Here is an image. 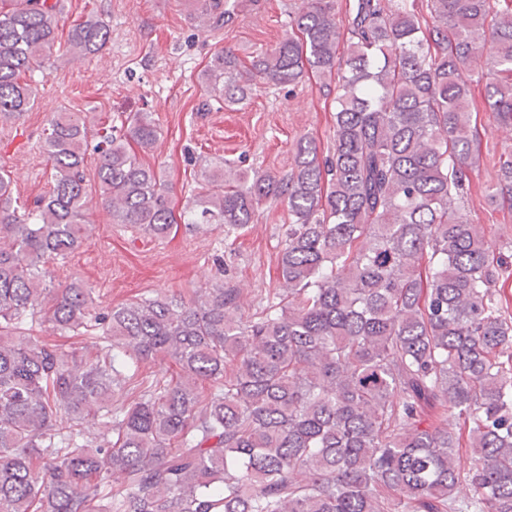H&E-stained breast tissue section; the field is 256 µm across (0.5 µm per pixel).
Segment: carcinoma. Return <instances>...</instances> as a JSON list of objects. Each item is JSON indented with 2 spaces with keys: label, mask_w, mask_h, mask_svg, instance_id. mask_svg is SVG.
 <instances>
[{
  "label": "carcinoma",
  "mask_w": 512,
  "mask_h": 512,
  "mask_svg": "<svg viewBox=\"0 0 512 512\" xmlns=\"http://www.w3.org/2000/svg\"><path fill=\"white\" fill-rule=\"evenodd\" d=\"M258 2L194 0V14L227 28ZM288 17L249 63L211 57L197 111L243 106L261 79L314 80L335 91L327 154L304 136L283 176L216 162L178 210L146 161L152 113L91 147L80 113L55 112L48 194L19 205L0 167V512H512V241L489 242L466 209L482 152L472 77L512 129V0H303ZM58 29L57 4L0 0L1 124L33 106L23 75ZM109 37L92 11L65 51ZM90 150L112 223L153 237L234 232L284 203L273 298L247 315L221 284L103 310L83 283L55 285L47 263L83 241ZM503 156L485 193L512 209ZM167 359L175 373L136 390L140 364Z\"/></svg>",
  "instance_id": "obj_1"
}]
</instances>
